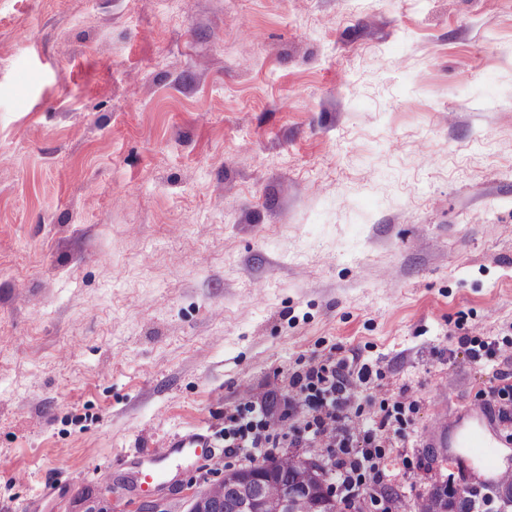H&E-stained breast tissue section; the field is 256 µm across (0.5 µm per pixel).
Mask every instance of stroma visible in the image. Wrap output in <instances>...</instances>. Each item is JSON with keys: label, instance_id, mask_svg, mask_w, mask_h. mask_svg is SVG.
Listing matches in <instances>:
<instances>
[{"label": "stroma", "instance_id": "obj_1", "mask_svg": "<svg viewBox=\"0 0 512 512\" xmlns=\"http://www.w3.org/2000/svg\"><path fill=\"white\" fill-rule=\"evenodd\" d=\"M320 365L360 512H498L440 437L512 471V0H0V512H189ZM470 417L476 419V425L457 430L450 439L451 448H466L470 457L479 461L487 470L494 471L497 467V439L486 431L480 409L469 408ZM209 442L202 435L190 436L178 439L170 444L169 448H164L157 456L148 459L142 464V477L144 482L149 485L156 480L160 474L157 465L167 460H182L193 456H204L210 453ZM371 459L373 456L368 450L363 451L361 457L336 459V474L341 484L345 486L347 495H350V491L355 487L358 488L360 477L358 471L364 466V462H369ZM455 490H449L448 494H441L439 488L434 487L425 496L422 497L421 502H414L410 507L414 512H453L456 506L455 502ZM448 496V499H447Z\"/></svg>", "mask_w": 512, "mask_h": 512}]
</instances>
